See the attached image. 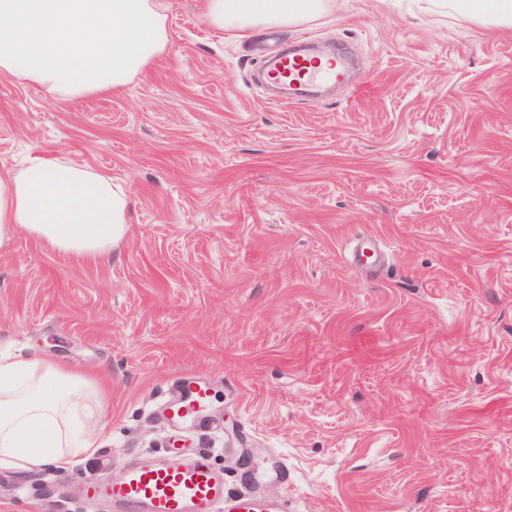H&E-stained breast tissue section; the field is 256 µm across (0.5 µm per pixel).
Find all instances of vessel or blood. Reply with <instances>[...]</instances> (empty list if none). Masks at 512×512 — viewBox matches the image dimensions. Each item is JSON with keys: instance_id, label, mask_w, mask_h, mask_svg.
Masks as SVG:
<instances>
[{"instance_id": "vessel-or-blood-1", "label": "vessel or blood", "mask_w": 512, "mask_h": 512, "mask_svg": "<svg viewBox=\"0 0 512 512\" xmlns=\"http://www.w3.org/2000/svg\"><path fill=\"white\" fill-rule=\"evenodd\" d=\"M344 77L340 62L319 69L309 56L288 54L270 72L271 81L313 85L333 83ZM209 404L208 386L187 376L180 380L177 394L164 402L160 411L174 422L196 421ZM83 497L112 500L119 512H288V499L270 498L252 491L231 495L224 490V477L204 456L179 462L134 460L119 480L102 475L86 478L78 487Z\"/></svg>"}]
</instances>
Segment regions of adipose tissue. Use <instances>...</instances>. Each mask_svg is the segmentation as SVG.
<instances>
[{
  "instance_id": "obj_1",
  "label": "adipose tissue",
  "mask_w": 512,
  "mask_h": 512,
  "mask_svg": "<svg viewBox=\"0 0 512 512\" xmlns=\"http://www.w3.org/2000/svg\"><path fill=\"white\" fill-rule=\"evenodd\" d=\"M472 20L512 28V0H450ZM335 0H205V21L247 35L334 12ZM170 47L161 0H0V74L52 99L123 88ZM130 197L111 175L64 152L0 171V245L24 234L61 254L107 263L127 237ZM96 378L40 356H0V465L68 469L95 452Z\"/></svg>"
}]
</instances>
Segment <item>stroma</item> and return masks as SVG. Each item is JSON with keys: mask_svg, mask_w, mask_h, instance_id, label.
I'll return each instance as SVG.
<instances>
[{"mask_svg": "<svg viewBox=\"0 0 512 512\" xmlns=\"http://www.w3.org/2000/svg\"><path fill=\"white\" fill-rule=\"evenodd\" d=\"M163 2L170 53L121 89L0 77V171L62 150L130 195L110 263L0 246V352L109 379L98 451L1 466L0 512L195 455L291 512H512V30L336 0L242 37ZM302 43L346 49L349 82L271 91ZM364 235L371 277L342 260ZM185 376L208 429L158 411Z\"/></svg>", "mask_w": 512, "mask_h": 512, "instance_id": "stroma-1", "label": "stroma"}]
</instances>
